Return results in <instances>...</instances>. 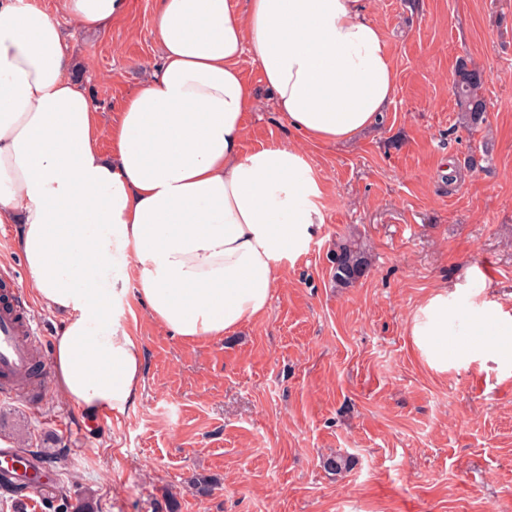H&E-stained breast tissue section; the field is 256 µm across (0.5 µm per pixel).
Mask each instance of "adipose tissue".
Returning <instances> with one entry per match:
<instances>
[{
    "mask_svg": "<svg viewBox=\"0 0 512 512\" xmlns=\"http://www.w3.org/2000/svg\"><path fill=\"white\" fill-rule=\"evenodd\" d=\"M60 8L94 32L125 0ZM152 36L147 83L106 124L69 75L57 17L0 0V224L19 225L34 296L66 316L53 376L90 413L124 411L144 388L141 343L112 308L122 286L174 335H228L267 310L280 269L324 221V185L300 148H242L257 99L244 52L275 111L315 144L374 126L396 89L363 0H159ZM452 314L441 289L408 323L439 371Z\"/></svg>",
    "mask_w": 512,
    "mask_h": 512,
    "instance_id": "obj_1",
    "label": "adipose tissue"
}]
</instances>
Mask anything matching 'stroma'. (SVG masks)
Here are the masks:
<instances>
[{"instance_id": "35a3bbf8", "label": "stroma", "mask_w": 512, "mask_h": 512, "mask_svg": "<svg viewBox=\"0 0 512 512\" xmlns=\"http://www.w3.org/2000/svg\"><path fill=\"white\" fill-rule=\"evenodd\" d=\"M396 74L377 126L355 141L305 143L274 112L261 66L243 150L302 147L326 186L325 221L286 264L261 316L187 340L151 320L134 291L121 323L138 336L145 386L101 422L48 385L38 408L0 401V438L60 469L59 493L30 512L92 498L98 512H512V367L464 332L470 307L512 315V0H366ZM158 0L74 33L71 67L111 121L156 54ZM483 71L485 120L458 122V59ZM351 242L370 267L336 286L331 255ZM448 322V369L428 367L408 322L434 290ZM78 423L61 435L54 422ZM347 471L328 472V455ZM212 483L196 493L199 479Z\"/></svg>"}]
</instances>
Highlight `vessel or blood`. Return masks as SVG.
Masks as SVG:
<instances>
[{"label":"vessel or blood","instance_id":"obj_1","mask_svg":"<svg viewBox=\"0 0 512 512\" xmlns=\"http://www.w3.org/2000/svg\"><path fill=\"white\" fill-rule=\"evenodd\" d=\"M40 328L15 285L9 268L0 269V398L23 399L27 405H38L47 388L40 375L42 359ZM21 459L17 449L0 447V475L23 484L25 473L18 471Z\"/></svg>","mask_w":512,"mask_h":512}]
</instances>
